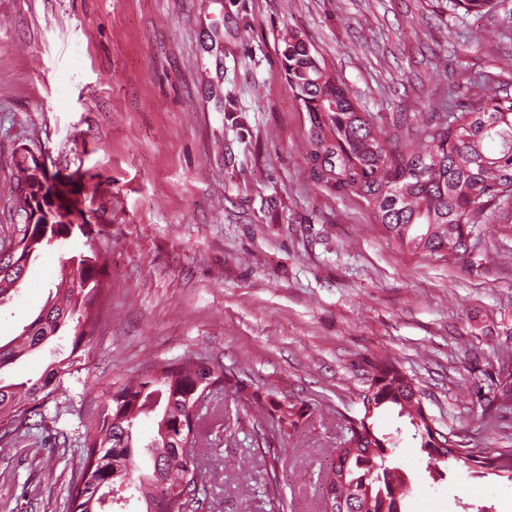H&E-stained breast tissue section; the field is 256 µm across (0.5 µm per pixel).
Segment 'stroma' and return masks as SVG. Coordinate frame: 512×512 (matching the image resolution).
Wrapping results in <instances>:
<instances>
[{
    "instance_id": "obj_1",
    "label": "stroma",
    "mask_w": 512,
    "mask_h": 512,
    "mask_svg": "<svg viewBox=\"0 0 512 512\" xmlns=\"http://www.w3.org/2000/svg\"><path fill=\"white\" fill-rule=\"evenodd\" d=\"M503 16L448 19L437 0H0V243L21 223L14 155L43 153L76 179L95 249L108 263L98 321L39 415L0 447V512H66L82 450L79 417L118 380L154 363H223L265 400L305 415L280 437L221 395L204 414L240 416L198 455L211 478L202 512H320L329 451L347 437L374 357L397 358L427 393L437 427L467 448L512 450L501 395L512 351V204L477 225L460 259L413 254L355 197L317 181L311 124L283 66L301 35L380 123L508 89L512 31L453 53L460 33ZM60 254L44 252L0 307V340L45 305ZM71 350L52 338L10 377L42 374ZM393 460L412 492L402 512H512V481L449 463L433 480L410 429ZM68 437L54 445L56 434Z\"/></svg>"
}]
</instances>
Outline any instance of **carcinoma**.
<instances>
[{
  "label": "carcinoma",
  "instance_id": "1",
  "mask_svg": "<svg viewBox=\"0 0 512 512\" xmlns=\"http://www.w3.org/2000/svg\"><path fill=\"white\" fill-rule=\"evenodd\" d=\"M444 3L453 17L460 11L483 17L505 9L506 0ZM283 42L288 81L309 115L310 156L318 179L359 199L400 247L448 258L464 256L473 228L487 223L500 205L512 203V94L475 93L465 104L428 112L421 121L415 112L397 113L390 137L359 109L341 76L300 35L290 32ZM68 194L71 206L55 209L41 222L16 225V249L0 259V305L20 290L32 260L50 248H63L77 232L90 237L91 225L67 222L70 216L84 217L81 201L73 191ZM104 274L105 265L93 249L67 258L55 295L19 336L0 344V370L54 336L71 337V353H76L94 319ZM73 366L68 356L37 379L0 383L1 442H9L14 423L60 389ZM244 390L224 366L202 357L177 365L154 364L143 375L117 383L109 403L88 408L82 418V458L70 487L68 512H102L108 489L134 478L145 512H182L176 503L184 497L202 501L206 470L194 449L206 444L209 429L190 409L204 393L215 392L244 398L255 413H263L266 403L257 395L246 397ZM425 397L395 357L378 356L369 363L360 416L349 420V439L332 453L325 477L332 487L323 496L324 512H401L410 487L391 459L398 435L377 425L387 412L413 428L432 478L443 477L442 468L453 460L476 477L490 472L512 480L511 450L450 449L456 441L433 425ZM154 409L164 425L143 445L135 432ZM276 411V430L283 436L296 430L304 415L303 408L291 402ZM139 447L145 448L152 473L136 478ZM156 471L165 483L163 494L154 484Z\"/></svg>",
  "mask_w": 512,
  "mask_h": 512
}]
</instances>
